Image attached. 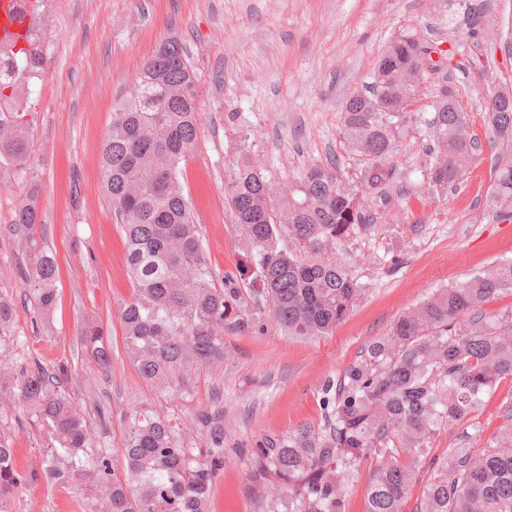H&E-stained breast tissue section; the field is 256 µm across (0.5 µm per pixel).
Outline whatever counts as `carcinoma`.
<instances>
[{
  "label": "carcinoma",
  "mask_w": 512,
  "mask_h": 512,
  "mask_svg": "<svg viewBox=\"0 0 512 512\" xmlns=\"http://www.w3.org/2000/svg\"><path fill=\"white\" fill-rule=\"evenodd\" d=\"M26 45L0 52V162L23 168L26 94L43 63ZM423 50L403 36L380 55L372 86L346 98L341 112L348 146L364 157V177L377 186L397 139L412 130L413 110L402 75L418 70ZM199 91L180 40L169 39L148 57L133 89L112 106L101 170L105 193L124 234L134 293L120 310L123 340L140 376L151 388L188 389L192 370L224 363V329L258 325L245 295L269 304L288 335L317 338L333 333L361 298L348 262L337 246L365 226L356 193L335 165L310 168L288 195L246 152L231 176L225 204L246 241L259 287L221 275L208 262L200 226L184 195L180 164L198 133ZM486 109L499 140L512 142V99ZM468 113L448 91L432 127L431 178L455 185L475 159L478 142L460 135ZM512 200V166L496 171L492 201ZM12 224L27 246L40 231L31 200L20 202ZM58 267L42 253L25 276L38 313L57 300ZM512 294V261L499 262L470 279L439 288L403 313L389 333L324 388L327 413L318 427L301 425L262 437L251 450L249 493L254 512H346V491L361 466L369 474L367 512H401L436 436L459 427L456 447L429 462L430 481L415 512H512V409L500 435L477 454L468 447L479 432L474 414L498 382L512 379V310L488 316L481 306ZM15 309L0 294V341L10 335ZM88 354L109 369L112 348L103 330L82 337ZM16 375L0 390V411L28 406L51 440L42 472L56 481L91 479L95 512H205L217 471L224 467L221 412L212 416L206 457L185 445L178 423L144 404L126 422L119 473L106 446L108 421L86 413L64 384L88 385L76 365L62 358L48 366L15 371L0 362V377ZM38 477L16 469L9 438L0 433V512L23 481Z\"/></svg>",
  "instance_id": "cac0c4a2"
}]
</instances>
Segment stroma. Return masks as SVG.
Returning <instances> with one entry per match:
<instances>
[{"label": "stroma", "instance_id": "35a3bbf8", "mask_svg": "<svg viewBox=\"0 0 512 512\" xmlns=\"http://www.w3.org/2000/svg\"><path fill=\"white\" fill-rule=\"evenodd\" d=\"M38 26L45 63L29 89L28 161L0 163V293L15 304L12 341L0 358L47 365L65 358L103 390L115 469L124 466V419L142 402L184 427L206 448L200 423L215 394L224 398V453L207 512H254L248 492L250 450L325 414L322 388L356 362L369 342L436 289L512 259V219L491 201L498 151L486 99L512 86V0H44ZM424 50L412 133L388 161L385 189L369 186L365 161L343 138L347 95L372 82L378 57L396 37ZM180 39L198 78L201 116L195 147L182 164L185 196L201 226L212 267L253 272L224 196L241 151L277 184L294 183L313 165L333 162L357 192L370 222L340 254L364 293L328 336H285L257 307L262 332L224 333V362L195 371L188 392L151 391L129 361L119 310L132 294L120 229L102 187L100 157L117 98L135 85L143 61L164 41ZM469 115L468 134L482 150L456 187L430 178L428 122L446 91ZM34 196L40 249L59 266L50 317L33 322V301L19 275L35 252L12 226L16 205ZM112 338V364L85 354L88 325ZM512 407V381L496 384L475 415L482 451ZM0 433L15 450L19 473L39 472L50 442L30 409L0 413ZM89 484L32 479L14 492L11 512H89Z\"/></svg>", "mask_w": 512, "mask_h": 512}]
</instances>
